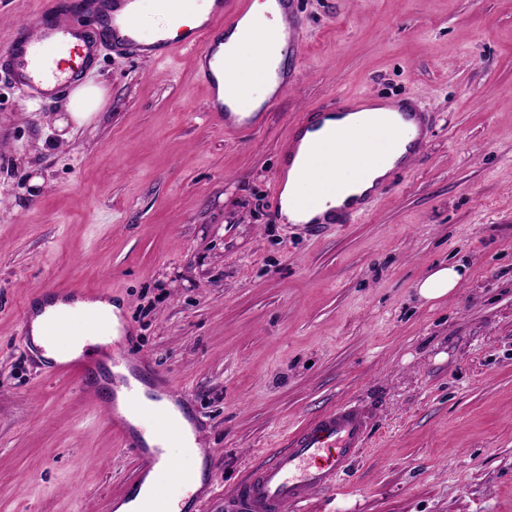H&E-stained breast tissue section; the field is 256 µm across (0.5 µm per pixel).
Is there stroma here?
I'll return each mask as SVG.
<instances>
[{"label": "stroma", "instance_id": "obj_1", "mask_svg": "<svg viewBox=\"0 0 512 512\" xmlns=\"http://www.w3.org/2000/svg\"><path fill=\"white\" fill-rule=\"evenodd\" d=\"M48 0H0V49ZM296 77L257 130L209 119L194 50L102 55L90 122L0 77V512H112L138 462L76 381L36 369L22 303L111 290L189 398L224 499L352 403L369 439L314 512H512V0H299ZM413 97L425 150L366 215L285 224L291 124L337 94ZM466 267L435 303L417 286Z\"/></svg>", "mask_w": 512, "mask_h": 512}]
</instances>
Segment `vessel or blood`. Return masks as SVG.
<instances>
[{"mask_svg": "<svg viewBox=\"0 0 512 512\" xmlns=\"http://www.w3.org/2000/svg\"><path fill=\"white\" fill-rule=\"evenodd\" d=\"M133 0H53L42 12L36 27L18 26L11 41L0 49V75L8 78L30 95L54 98L73 89L80 81L84 66L96 60L99 46L108 47L119 57H172L185 49L196 51L199 74L209 89H222V99H210L207 110L212 120L223 124L224 133L236 136L256 129L252 117L239 110L240 94L237 72L227 70L218 52L225 32L237 28L247 16L251 0H213L206 20L198 25L180 26L177 35L159 31L146 35L129 9ZM268 14L272 24L299 25L297 0H269ZM97 20L94 29L80 26L83 16ZM84 41L86 52L79 67L65 68L60 60L72 39ZM295 47H275L273 55L260 69L266 82L275 86L273 94L262 102L261 111H269L279 95L288 88L289 63ZM370 98L337 94L328 112L346 116L369 107ZM325 112V113H328ZM325 113H305L293 124L288 142L283 148L282 161L273 175L270 201L273 210L282 207V194L289 175L304 179L315 177V167H298L300 152L327 159L332 144L330 138L306 140L307 132L316 130ZM428 114L411 99L388 104L386 113L377 115L363 127L360 137L369 141L380 132L393 134L406 127L413 131L409 146L411 155H419L429 140ZM411 163H397L389 172L386 183L378 184L356 204L322 218L326 224H346L365 214L384 195L387 182L406 177ZM84 325L83 334H74L73 325ZM43 340L56 346L58 357L44 358L47 375L77 378L84 391L98 394L108 381L102 375L104 364L124 365L134 371L145 367L146 361L130 343L111 339L102 315L89 311L47 314L41 324ZM107 424L118 432L125 447L140 463V473L125 502L134 503L138 512H169L172 487L163 482L148 483L150 474L171 468L170 445H183L191 435L180 423L170 419L166 410L144 405L136 393L124 400L108 399L103 405ZM140 420L163 422L164 446H148L136 426ZM369 423L364 412L355 406H336L314 418L303 430L292 435L286 447L271 451L269 458L255 470L231 499L225 500L224 512H308L307 504L315 491L330 489L346 475L351 460L365 447Z\"/></svg>", "mask_w": 512, "mask_h": 512, "instance_id": "b4317fda", "label": "vessel or blood"}]
</instances>
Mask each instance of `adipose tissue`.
Listing matches in <instances>:
<instances>
[{"mask_svg": "<svg viewBox=\"0 0 512 512\" xmlns=\"http://www.w3.org/2000/svg\"><path fill=\"white\" fill-rule=\"evenodd\" d=\"M268 10V0H254L249 14L226 45L231 54L246 55L253 60L258 58L262 44L273 38L264 27ZM367 117L364 111L341 119L325 117L324 130L337 133L333 170L337 189L317 195L310 183L289 179L281 210L285 221L293 224L309 221L332 210L352 206L356 197L371 190L375 182L384 176L397 154L390 144L360 140L357 130Z\"/></svg>", "mask_w": 512, "mask_h": 512, "instance_id": "obj_1", "label": "adipose tissue"}]
</instances>
